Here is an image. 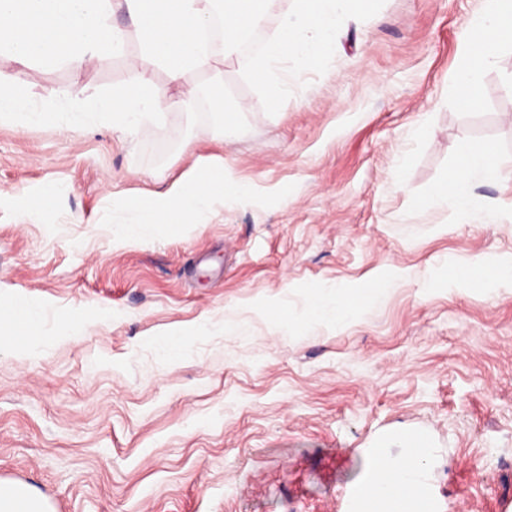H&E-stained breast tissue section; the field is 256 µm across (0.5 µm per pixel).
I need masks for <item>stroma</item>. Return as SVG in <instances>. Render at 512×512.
Returning a JSON list of instances; mask_svg holds the SVG:
<instances>
[{
	"label": "stroma",
	"instance_id": "35a3bbf8",
	"mask_svg": "<svg viewBox=\"0 0 512 512\" xmlns=\"http://www.w3.org/2000/svg\"><path fill=\"white\" fill-rule=\"evenodd\" d=\"M479 5L377 0L276 103L227 57L224 97L243 106L231 142L204 98L132 134L0 122V296L40 306L46 336L0 350V479L53 512H356L370 455L403 458L412 433L435 451V512H512V283L444 286L451 262L512 259V223L422 203L466 143L500 162L476 204L512 201V47L477 105L451 86ZM0 73L50 112L129 78L122 57L36 73L1 56ZM418 121L427 134L407 139ZM214 155L248 196L114 241L111 215L148 213ZM388 271L401 287L350 323L299 321L323 284ZM80 311V335L58 336ZM173 334L187 350L166 361L154 341Z\"/></svg>",
	"mask_w": 512,
	"mask_h": 512
}]
</instances>
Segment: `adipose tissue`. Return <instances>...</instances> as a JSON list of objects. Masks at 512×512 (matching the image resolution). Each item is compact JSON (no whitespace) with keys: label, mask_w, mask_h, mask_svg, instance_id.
Returning a JSON list of instances; mask_svg holds the SVG:
<instances>
[{"label":"adipose tissue","mask_w":512,"mask_h":512,"mask_svg":"<svg viewBox=\"0 0 512 512\" xmlns=\"http://www.w3.org/2000/svg\"><path fill=\"white\" fill-rule=\"evenodd\" d=\"M272 0H0V55L33 69L68 64L89 69L124 54L128 35H135L138 59L129 64L130 77L110 97L79 102L63 114L32 107L24 87L0 75V120L21 127H35L51 121L71 119L92 122L111 118L123 131L136 130L150 115L172 107L192 108L198 99L197 85L188 83L189 72L212 66L219 57L237 53L242 33L253 28ZM370 0H298L283 14L277 38L261 55L246 59L245 67L259 75L273 99H287L290 82L283 64L295 62L311 67L335 54L336 38L345 18L365 12ZM122 8L132 27L113 26L110 17ZM512 46V0H482L480 10L465 24L459 43V63L452 86L464 92L469 105H476L477 88L499 50ZM162 66L171 84L181 90L170 101L147 77L144 62ZM494 151L487 145L467 147L452 172L434 187L424 203L432 208L455 204L459 224H500L505 207L482 208L473 197L475 184L496 176ZM224 159L196 160L153 202L152 215L115 223L113 233L120 240H143L154 235L169 216H180L183 224L197 223L224 201ZM512 280V261L491 263L476 257L457 266L448 280L460 290L482 284L486 277ZM398 278L380 277L374 287L352 297L343 289L327 284L314 295L303 312L304 322H332L344 325L362 309L371 308L399 288ZM42 311L39 307L10 300L0 302V333L8 332L24 349L40 339ZM411 450L393 461L374 452L369 475L360 498V512H427L431 502L427 484L431 448L414 437Z\"/></svg>","instance_id":"adipose-tissue-1"}]
</instances>
